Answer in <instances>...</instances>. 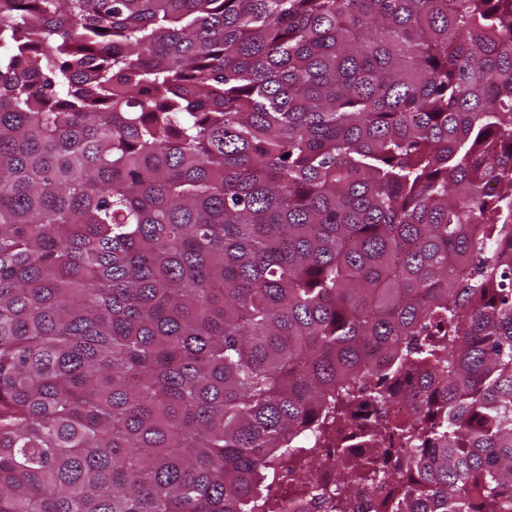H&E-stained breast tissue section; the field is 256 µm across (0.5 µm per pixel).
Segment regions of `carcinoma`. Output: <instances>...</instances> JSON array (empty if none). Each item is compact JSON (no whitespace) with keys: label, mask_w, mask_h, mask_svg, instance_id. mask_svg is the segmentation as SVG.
<instances>
[{"label":"carcinoma","mask_w":512,"mask_h":512,"mask_svg":"<svg viewBox=\"0 0 512 512\" xmlns=\"http://www.w3.org/2000/svg\"><path fill=\"white\" fill-rule=\"evenodd\" d=\"M0 512H512V0H0ZM335 479L334 466L332 462L326 460L306 474V485L313 489L328 488L333 485Z\"/></svg>","instance_id":"1"}]
</instances>
